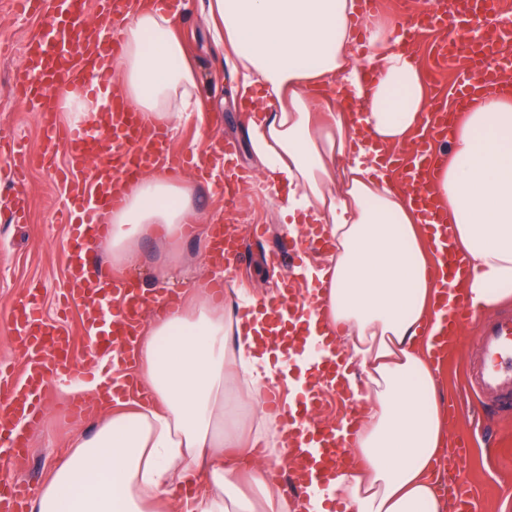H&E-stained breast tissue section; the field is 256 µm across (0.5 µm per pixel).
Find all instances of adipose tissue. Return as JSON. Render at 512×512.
Masks as SVG:
<instances>
[{"mask_svg":"<svg viewBox=\"0 0 512 512\" xmlns=\"http://www.w3.org/2000/svg\"><path fill=\"white\" fill-rule=\"evenodd\" d=\"M206 10L239 98L261 115L250 144L285 188L278 209L287 230L320 224L333 241L326 264L304 272L323 292L303 325L314 343L339 335L362 411L355 463L309 492L304 508L329 512L338 501L345 512H450L439 489L451 440L432 354L436 259L386 160L427 129L420 63L400 49L395 21L370 17L357 35L355 0H207ZM112 68L129 105L154 126L199 116L174 13L132 0ZM333 86L348 105L329 112ZM447 146L428 187L466 260V295L483 313L512 300V95L483 90L456 117ZM192 212L191 188L166 170L128 185L123 205L104 216L111 266L143 264L147 238L177 247ZM190 293L158 307L137 339L147 397L130 410L100 403L31 512H288L268 476L284 455L256 454L277 430L262 395L283 357L265 342L260 301L245 288L224 307L202 288Z\"/></svg>","mask_w":512,"mask_h":512,"instance_id":"obj_1","label":"adipose tissue"}]
</instances>
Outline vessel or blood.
Returning a JSON list of instances; mask_svg holds the SVG:
<instances>
[{"instance_id": "obj_1", "label": "vessel or blood", "mask_w": 512, "mask_h": 512, "mask_svg": "<svg viewBox=\"0 0 512 512\" xmlns=\"http://www.w3.org/2000/svg\"><path fill=\"white\" fill-rule=\"evenodd\" d=\"M23 14L39 15L45 30L28 38L23 46L22 65L15 84L22 101L41 117L44 146L28 156L18 134L0 141V152L8 151L18 166L36 164L52 173L65 187L62 215L70 226L68 274L60 301L64 308L82 312V324L90 338L84 360L96 362L105 352L126 353L142 323L147 297L130 277L103 271L88 253L91 241L108 232L101 217L124 202V189L156 165L170 171L190 170L200 178L210 175L212 159L223 160L224 180L211 191L223 195L226 207H234L238 191L247 180L245 172L233 165L237 145L231 140L211 143L206 150L189 146L174 149L164 130L145 121L129 108L120 93V82L110 63L122 49L119 20L127 0H98L94 19L84 22L83 0H59L48 7L46 0H16ZM466 20H459L447 0H432L429 9L404 12L400 27L409 33L422 28L444 31L446 39L439 63L448 56L479 58L480 68L464 75L457 85V101L467 104L479 88L498 84L500 43L479 40L472 32L496 17L502 28L512 27V15L501 10L498 0H467ZM102 93L107 104L93 125L71 129L61 125L58 112L62 100L78 92ZM428 123L433 139L446 138L448 115L440 104H432ZM433 139H419L406 153L403 186L418 208L441 261L436 309L443 334L437 343L438 357L448 354L465 330H474L481 354L469 366V384L501 412L512 413V312L476 315L463 300L457 286L466 261L452 245L448 217L430 194L426 177L442 159ZM210 264L226 266L229 259H241L242 252L233 225L216 227L215 242L206 252ZM269 265L282 273V291L269 305V317L279 321L282 313L303 314L315 301L313 289L298 279L293 243L285 239L267 256ZM10 341L22 356L20 373L0 365V472L26 461L29 454L27 427L40 418L42 396L49 384L65 386L75 371L69 356L70 336L50 323L43 312L39 291L20 289L11 316ZM312 376L301 386V397L283 403L277 391L265 396L267 406L282 424L288 452L292 457L289 478L295 487L308 490L327 475L341 471L350 461L355 446L353 427L333 426L316 417L322 387L340 390L344 362L339 352L323 346L311 355ZM470 453L458 446L457 463L451 480L461 512H483V503L469 475L461 465ZM31 488L28 483L0 475V512H25Z\"/></svg>"}]
</instances>
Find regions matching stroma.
Masks as SVG:
<instances>
[{
  "mask_svg": "<svg viewBox=\"0 0 512 512\" xmlns=\"http://www.w3.org/2000/svg\"><path fill=\"white\" fill-rule=\"evenodd\" d=\"M177 18V33L184 42L189 61L198 73V98L203 108L201 121H193L169 131L174 146L203 147L212 140L237 138L239 165L248 168L253 181L244 186L234 209H226L223 199L210 196L207 186L194 172L183 178L193 188V228L185 235L177 251L164 249L159 241L143 243L146 257L143 265L131 270V277L149 292H182L188 279L208 281L204 253L211 224H235L242 240L247 263L236 266L226 275L225 294L234 289L249 288L260 296L275 292L279 278L264 263L263 253L278 245L286 231L278 214V197L271 181L259 171L249 143V125L243 119V107L236 93V78L224 60V47L211 37L204 21L206 0H182ZM43 20L13 11L10 0H0V43L10 49L0 54V133L16 132L26 142L29 153L40 148L38 117L17 99L13 75L21 62L25 40L40 32ZM437 31H423L414 38L415 50L424 74H427L431 99L445 101L452 86L463 73L462 64L437 69L435 46ZM28 196L27 223H11V201L0 194V363L20 367L21 361L9 342V317L21 288L39 287L47 317H54L57 296L66 280V242L69 225L59 223L57 214L65 202L64 189L54 178L35 165L24 170ZM262 224L268 230L265 242H254L252 225ZM168 263L167 280H156L153 265ZM69 399L61 389L48 387L42 400V417L28 433L29 459L25 466L11 470V477L30 481L35 488L49 481L55 462L67 455L72 441L94 422L93 416L66 420L64 407ZM500 433L496 446L474 448L466 462L470 478L483 497L484 512H512V416L502 415L493 405L475 407L468 415L452 424L453 435L474 439L476 430Z\"/></svg>",
  "mask_w": 512,
  "mask_h": 512,
  "instance_id": "obj_1",
  "label": "stroma"
}]
</instances>
